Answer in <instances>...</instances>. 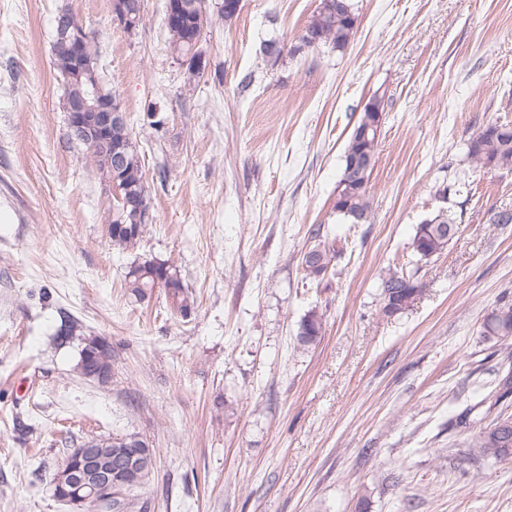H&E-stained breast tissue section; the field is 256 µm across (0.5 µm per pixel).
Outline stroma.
<instances>
[{"label": "stroma", "mask_w": 512, "mask_h": 512, "mask_svg": "<svg viewBox=\"0 0 512 512\" xmlns=\"http://www.w3.org/2000/svg\"><path fill=\"white\" fill-rule=\"evenodd\" d=\"M320 2L240 0L227 22L206 0L194 74L169 49L166 0H144L131 33L109 0H0V512H68L52 478L69 447L128 432L155 453L148 512H512V457L471 446L512 416L491 399L512 340L480 335L512 302V224L489 221L512 208V172L466 155L512 121V0H352L342 51L300 45ZM64 8L94 33L141 154L151 223L129 250L69 140ZM377 93L372 221L349 224L333 211L344 150ZM442 210L458 231L419 259L416 228ZM316 225L340 250L320 279L301 265ZM155 258L179 268L190 317L164 289L128 294L129 266ZM391 266L424 289L388 317ZM313 309L323 329L304 348ZM92 337L112 345L106 385L76 369ZM54 67L64 80L63 109L68 97L84 91V87L72 82L67 74L70 66V43L60 41L56 38L53 43ZM323 329V315L313 309L308 311L301 320L298 341L303 345L314 343Z\"/></svg>", "instance_id": "1"}]
</instances>
